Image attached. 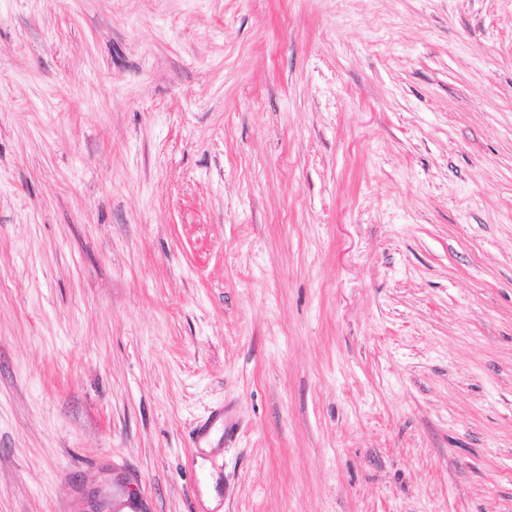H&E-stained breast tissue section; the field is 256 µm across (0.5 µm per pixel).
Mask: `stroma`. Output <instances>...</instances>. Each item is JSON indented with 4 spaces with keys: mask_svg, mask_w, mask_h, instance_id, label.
<instances>
[{
    "mask_svg": "<svg viewBox=\"0 0 512 512\" xmlns=\"http://www.w3.org/2000/svg\"><path fill=\"white\" fill-rule=\"evenodd\" d=\"M0 512H512V0H0Z\"/></svg>",
    "mask_w": 512,
    "mask_h": 512,
    "instance_id": "1",
    "label": "stroma"
}]
</instances>
